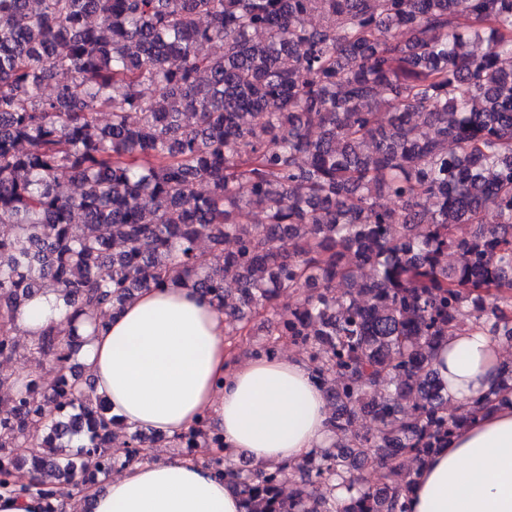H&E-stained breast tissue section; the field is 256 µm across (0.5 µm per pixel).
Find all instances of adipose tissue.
Instances as JSON below:
<instances>
[{
	"mask_svg": "<svg viewBox=\"0 0 512 512\" xmlns=\"http://www.w3.org/2000/svg\"><path fill=\"white\" fill-rule=\"evenodd\" d=\"M54 290L17 315L24 337L64 328ZM82 363L96 394L126 426L174 439L209 418L223 453L260 468L289 467L327 448L330 408L308 364L293 356L232 362L224 312L171 282L139 291L103 328L80 324ZM505 344L469 324L439 345L434 368L451 406L494 400L461 422L447 446L419 468L407 512H512V391H498ZM146 461L85 486L63 481L74 512H244V504L203 459L149 448Z\"/></svg>",
	"mask_w": 512,
	"mask_h": 512,
	"instance_id": "adipose-tissue-1",
	"label": "adipose tissue"
}]
</instances>
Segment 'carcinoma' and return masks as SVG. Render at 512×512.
Segmentation results:
<instances>
[{
	"label": "carcinoma",
	"instance_id": "cac0c4a2",
	"mask_svg": "<svg viewBox=\"0 0 512 512\" xmlns=\"http://www.w3.org/2000/svg\"><path fill=\"white\" fill-rule=\"evenodd\" d=\"M504 57L512 0H0V448L25 451L0 475L29 478L0 489L64 512L56 480L97 482L124 429L69 374V330L28 348L58 371L44 396L16 386L20 309L55 288L101 321L175 272L229 336L272 315L252 355L287 339L332 406V446L291 469L209 460L244 512H407L409 461L491 401L448 414L437 346L469 323L512 342ZM180 442L222 444L206 416Z\"/></svg>",
	"mask_w": 512,
	"mask_h": 512
}]
</instances>
